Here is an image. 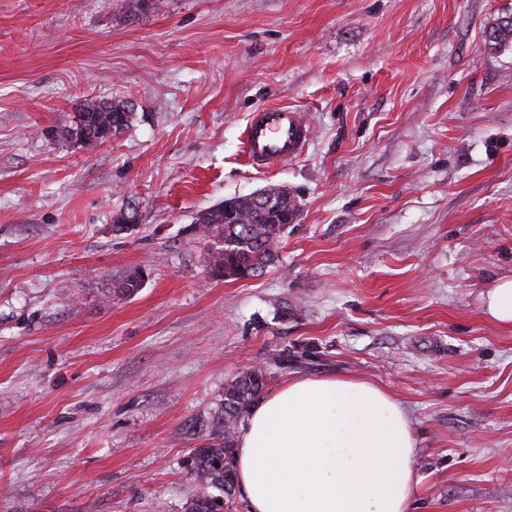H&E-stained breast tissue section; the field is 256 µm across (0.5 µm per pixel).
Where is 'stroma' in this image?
I'll return each instance as SVG.
<instances>
[{
    "label": "stroma",
    "mask_w": 512,
    "mask_h": 512,
    "mask_svg": "<svg viewBox=\"0 0 512 512\" xmlns=\"http://www.w3.org/2000/svg\"><path fill=\"white\" fill-rule=\"evenodd\" d=\"M512 0H0V512H188L224 386L354 375L418 442L414 512H512ZM133 106L85 149V98ZM302 156L252 168L248 115ZM300 207L264 273L212 280L191 227L224 198ZM136 227L119 232V215ZM135 294L119 284L134 269ZM309 125L300 112L268 106L250 114L243 133V154L250 166L268 171L305 152ZM486 308L496 321L512 325V278L501 280L488 292Z\"/></svg>",
    "instance_id": "1"
}]
</instances>
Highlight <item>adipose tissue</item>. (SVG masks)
<instances>
[{
	"label": "adipose tissue",
	"mask_w": 512,
	"mask_h": 512,
	"mask_svg": "<svg viewBox=\"0 0 512 512\" xmlns=\"http://www.w3.org/2000/svg\"><path fill=\"white\" fill-rule=\"evenodd\" d=\"M417 439L400 403L357 377L297 375L239 424L247 512H411Z\"/></svg>",
	"instance_id": "1"
}]
</instances>
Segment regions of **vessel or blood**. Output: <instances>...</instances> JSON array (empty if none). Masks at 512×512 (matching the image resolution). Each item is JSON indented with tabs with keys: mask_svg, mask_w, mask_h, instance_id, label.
I'll return each mask as SVG.
<instances>
[{
	"mask_svg": "<svg viewBox=\"0 0 512 512\" xmlns=\"http://www.w3.org/2000/svg\"><path fill=\"white\" fill-rule=\"evenodd\" d=\"M309 126L300 112L268 106L251 113L243 133V154L250 166L268 171L305 152Z\"/></svg>",
	"mask_w": 512,
	"mask_h": 512,
	"instance_id": "obj_1",
	"label": "vessel or blood"
}]
</instances>
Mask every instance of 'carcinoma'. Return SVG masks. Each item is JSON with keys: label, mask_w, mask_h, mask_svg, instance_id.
Masks as SVG:
<instances>
[{"label": "carcinoma", "mask_w": 512, "mask_h": 512, "mask_svg": "<svg viewBox=\"0 0 512 512\" xmlns=\"http://www.w3.org/2000/svg\"><path fill=\"white\" fill-rule=\"evenodd\" d=\"M156 0H119L118 7L128 18L155 9ZM512 37V14L499 18L491 38L502 45ZM79 123L70 125L66 138L90 146L91 138L102 141L122 133L133 118L126 101H102L92 97L79 103ZM300 220L294 199L279 192L272 202H259L254 195L228 197L202 212L196 234L207 240V269L216 280L237 281L254 277L275 260L274 246L288 230L284 218ZM143 272L134 270L120 283L127 294L143 285ZM271 379L269 368H248L224 386V399L212 415L205 445L193 449L192 468L205 484L225 496V488H235L234 450L236 430L249 408L258 400Z\"/></svg>", "instance_id": "1"}]
</instances>
